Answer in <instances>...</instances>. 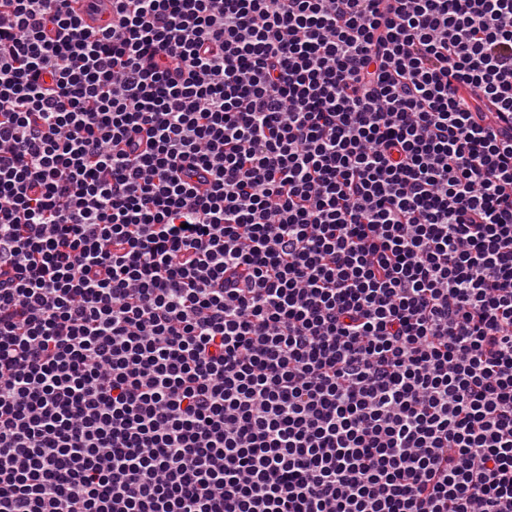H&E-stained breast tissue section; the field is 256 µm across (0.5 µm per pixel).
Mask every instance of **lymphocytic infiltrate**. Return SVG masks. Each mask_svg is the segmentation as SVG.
I'll use <instances>...</instances> for the list:
<instances>
[{
	"label": "lymphocytic infiltrate",
	"mask_w": 512,
	"mask_h": 512,
	"mask_svg": "<svg viewBox=\"0 0 512 512\" xmlns=\"http://www.w3.org/2000/svg\"><path fill=\"white\" fill-rule=\"evenodd\" d=\"M0 512H512V0H0Z\"/></svg>",
	"instance_id": "f902f5d3"
}]
</instances>
